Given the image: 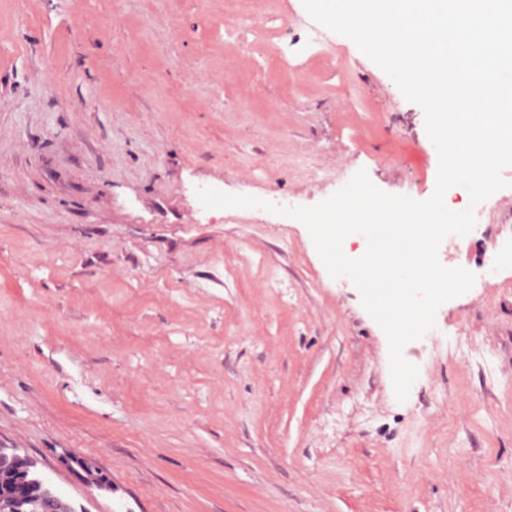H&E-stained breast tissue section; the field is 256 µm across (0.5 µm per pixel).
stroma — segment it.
I'll return each instance as SVG.
<instances>
[{
  "instance_id": "stroma-1",
  "label": "stroma",
  "mask_w": 512,
  "mask_h": 512,
  "mask_svg": "<svg viewBox=\"0 0 512 512\" xmlns=\"http://www.w3.org/2000/svg\"><path fill=\"white\" fill-rule=\"evenodd\" d=\"M302 0H0V446L75 512H512V166L388 340L307 228L366 170L422 201V107ZM112 476L99 490L60 458Z\"/></svg>"
}]
</instances>
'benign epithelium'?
I'll list each match as a JSON object with an SVG mask.
<instances>
[{
	"label": "benign epithelium",
	"instance_id": "1",
	"mask_svg": "<svg viewBox=\"0 0 512 512\" xmlns=\"http://www.w3.org/2000/svg\"><path fill=\"white\" fill-rule=\"evenodd\" d=\"M76 465L90 486L108 489L111 476L94 461L71 454L66 465ZM0 512H74L67 498L17 451L0 447Z\"/></svg>",
	"mask_w": 512,
	"mask_h": 512
}]
</instances>
